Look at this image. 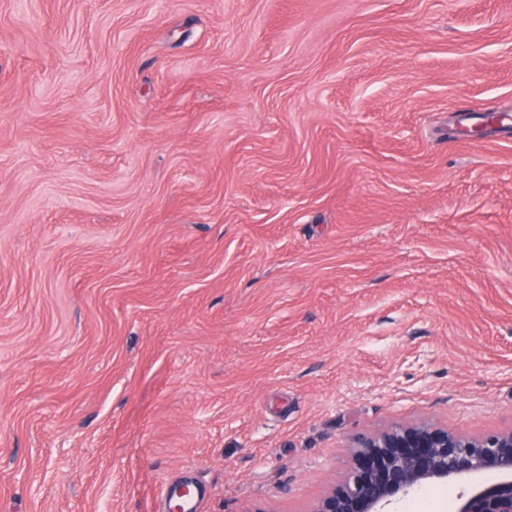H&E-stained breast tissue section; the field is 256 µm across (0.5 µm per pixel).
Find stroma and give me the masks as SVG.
Wrapping results in <instances>:
<instances>
[{
  "mask_svg": "<svg viewBox=\"0 0 512 512\" xmlns=\"http://www.w3.org/2000/svg\"><path fill=\"white\" fill-rule=\"evenodd\" d=\"M488 108L512 0H0V512H310L355 435L512 428Z\"/></svg>",
  "mask_w": 512,
  "mask_h": 512,
  "instance_id": "stroma-1",
  "label": "stroma"
}]
</instances>
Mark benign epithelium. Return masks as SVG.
<instances>
[{
  "label": "benign epithelium",
  "mask_w": 512,
  "mask_h": 512,
  "mask_svg": "<svg viewBox=\"0 0 512 512\" xmlns=\"http://www.w3.org/2000/svg\"><path fill=\"white\" fill-rule=\"evenodd\" d=\"M487 474L496 480H479ZM433 480L462 484L453 512H512V430L464 437L418 424L360 436L346 476L311 512H397Z\"/></svg>",
  "instance_id": "1"
}]
</instances>
